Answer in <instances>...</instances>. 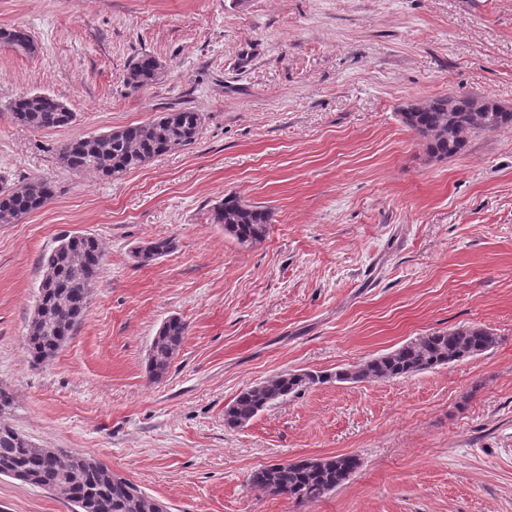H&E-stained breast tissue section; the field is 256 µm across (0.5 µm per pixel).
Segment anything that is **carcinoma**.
Segmentation results:
<instances>
[{"mask_svg": "<svg viewBox=\"0 0 512 512\" xmlns=\"http://www.w3.org/2000/svg\"><path fill=\"white\" fill-rule=\"evenodd\" d=\"M0 41L25 49L32 39L23 29H1ZM161 64L142 54L132 59L126 83L145 88L155 83ZM454 111H448V99ZM482 112L469 111V95L450 93L427 100L424 109L410 105L400 109L402 122L420 138L429 156L442 160L463 152L481 132L512 129V110H504L489 96ZM13 120L34 131L70 125L75 114L62 101L45 93L21 95L9 103ZM204 125L202 113L191 110L164 112L155 119L97 135L73 139L59 149V160L70 172H94L117 179L154 158L178 152L193 144ZM47 178L25 183L3 181L0 185V224H16L42 208L55 195ZM214 223L241 244L261 241L272 223V212L228 194L214 208ZM172 248L170 240L144 242L133 250L138 265L147 266ZM42 277L38 301L29 320L25 349L36 363L51 361L74 334L85 316L92 289L102 277L105 254L95 236L74 234L60 240L39 261ZM188 333L179 317L165 321L154 337L146 365L150 378L158 380ZM496 337L480 326H460L420 336L400 347L373 357L357 367L333 374L283 372L242 391L224 409V425L246 426L263 410L330 380L338 383L385 381L428 371L477 356L493 348ZM13 403L10 392L0 388V476L60 491L73 512H158V499L144 494L132 482L116 480L103 463L82 453L62 448H42L18 432L8 421ZM352 455L306 458L263 466L254 470L250 483L275 496L315 501L341 486L359 468Z\"/></svg>", "mask_w": 512, "mask_h": 512, "instance_id": "obj_1", "label": "carcinoma"}]
</instances>
